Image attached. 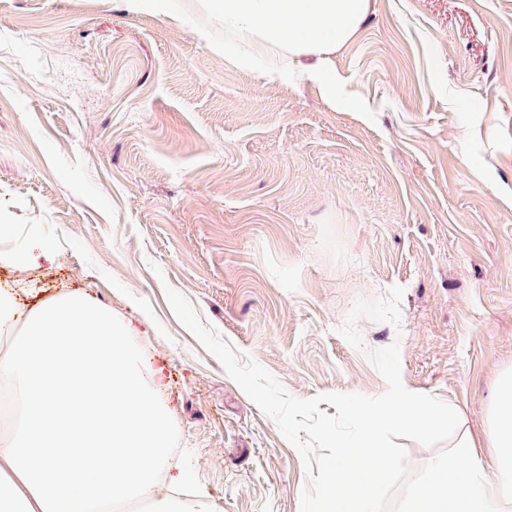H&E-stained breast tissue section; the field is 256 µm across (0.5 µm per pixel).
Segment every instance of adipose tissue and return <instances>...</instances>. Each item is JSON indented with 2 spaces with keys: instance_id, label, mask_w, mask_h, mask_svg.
I'll return each mask as SVG.
<instances>
[{
  "instance_id": "obj_1",
  "label": "adipose tissue",
  "mask_w": 512,
  "mask_h": 512,
  "mask_svg": "<svg viewBox=\"0 0 512 512\" xmlns=\"http://www.w3.org/2000/svg\"><path fill=\"white\" fill-rule=\"evenodd\" d=\"M180 23L197 5L231 37L224 58L271 80L294 62L327 84L336 53L360 32L371 0H129ZM137 328L87 292L21 307L0 287V381L28 399L14 434L0 435V487L23 512H88L89 499L123 512H213L187 495L191 468L170 462L173 413L161 402L163 366L131 347ZM488 455L457 435L430 466L401 512H512V369L495 384L484 434Z\"/></svg>"
}]
</instances>
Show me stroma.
I'll return each instance as SVG.
<instances>
[{
  "mask_svg": "<svg viewBox=\"0 0 512 512\" xmlns=\"http://www.w3.org/2000/svg\"><path fill=\"white\" fill-rule=\"evenodd\" d=\"M317 82L225 63L224 27L127 0H0V285L85 290L166 365L217 512H300L298 451L178 321L186 296L293 397L377 396L367 354L481 437L512 368V0H371ZM50 249L46 241L38 237H31L22 242L18 253L9 255L6 260L25 267H35L39 265L41 259L49 253Z\"/></svg>",
  "mask_w": 512,
  "mask_h": 512,
  "instance_id": "1",
  "label": "stroma"
}]
</instances>
